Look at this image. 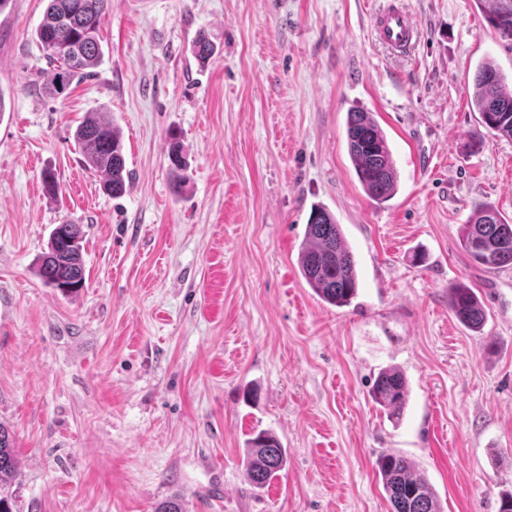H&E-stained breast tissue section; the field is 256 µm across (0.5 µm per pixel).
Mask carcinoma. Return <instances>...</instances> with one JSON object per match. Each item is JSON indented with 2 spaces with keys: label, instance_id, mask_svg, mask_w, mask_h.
Returning <instances> with one entry per match:
<instances>
[{
  "label": "carcinoma",
  "instance_id": "obj_1",
  "mask_svg": "<svg viewBox=\"0 0 512 512\" xmlns=\"http://www.w3.org/2000/svg\"><path fill=\"white\" fill-rule=\"evenodd\" d=\"M478 2L486 6L489 25L501 37L512 40V0ZM111 3L112 0H47L35 38L50 65L45 83L50 97H65L75 79L93 74L103 54L99 25ZM215 52L216 46L206 33H199L193 41V53L200 64H208ZM473 105L483 127L498 137L512 139V85L489 60L478 69ZM346 136L349 155L365 193L380 202L391 198L397 190V171L386 135L374 114L350 110ZM73 138L88 169L99 176L104 192L114 198L122 196L128 179L124 146L108 117L100 112L89 113L75 128ZM168 157L174 181L180 186L186 179V161L179 143L169 144ZM82 239L79 225L58 224L51 231L48 252L40 258L42 280L49 285L66 286L65 295L85 287ZM460 247L475 264L487 269L512 266V224L495 210L480 207L463 225ZM299 263L305 281L324 302L342 307L356 296L355 262L340 225L325 208H316L310 215ZM448 306L464 326L474 331L483 327L485 310L467 284L448 288ZM407 396V380L396 368L381 372L371 390L374 402L394 420L402 415ZM286 463V449L275 434L260 431L247 439L245 475L252 486L265 487ZM377 469L391 512H442L431 486L407 458L384 455L377 461ZM17 476L12 435L0 424V512H14L12 487Z\"/></svg>",
  "mask_w": 512,
  "mask_h": 512
}]
</instances>
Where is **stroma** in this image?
I'll return each instance as SVG.
<instances>
[{
    "instance_id": "1",
    "label": "stroma",
    "mask_w": 512,
    "mask_h": 512,
    "mask_svg": "<svg viewBox=\"0 0 512 512\" xmlns=\"http://www.w3.org/2000/svg\"><path fill=\"white\" fill-rule=\"evenodd\" d=\"M382 2L112 0L101 64L59 99L34 38L46 0L0 12V424L19 512H155L173 495L185 512H391L385 454L410 460L443 512H498L512 492V266L475 265L459 235L484 205L512 223V140L471 102L484 61L512 82V40L478 0H402L422 36L396 55L373 35ZM202 30L217 48L204 67ZM353 108L386 134L387 201L357 178ZM88 112L122 134L121 197L73 140ZM315 205L353 255L350 305L300 272ZM65 222L84 233L70 297L37 274ZM459 282L483 303L481 331L448 307ZM390 367L409 390L396 421L370 395ZM261 430L288 461L257 489L244 452Z\"/></svg>"
}]
</instances>
